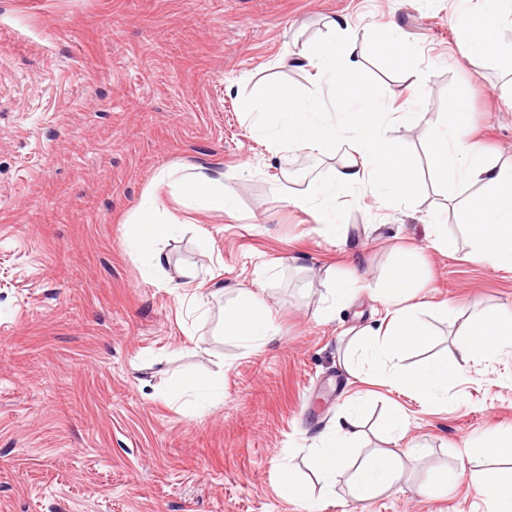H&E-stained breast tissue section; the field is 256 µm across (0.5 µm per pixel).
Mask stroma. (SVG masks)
Wrapping results in <instances>:
<instances>
[{"mask_svg": "<svg viewBox=\"0 0 512 512\" xmlns=\"http://www.w3.org/2000/svg\"><path fill=\"white\" fill-rule=\"evenodd\" d=\"M453 0H0V512H308L324 487L309 450L364 396L361 453L388 448L380 418L410 414L409 488L325 512H487L475 482L490 459L465 442L512 437V347L470 365L447 405L348 372L343 357L384 316L377 291L396 248L420 251L421 297L447 302L431 320L433 354L455 356L475 304L512 313V272L467 261L462 213L422 173L395 203L349 190L316 223L284 199L316 191L346 145L279 167L246 114L263 93L310 90L296 54L321 43L328 18L364 42L396 22L412 56L363 57L348 111L415 112L386 136L423 158L428 130L468 137L512 163V69L474 66L456 48ZM418 69L417 87L403 79ZM379 84L384 94H365ZM465 112L440 124L450 100ZM182 164L223 172L234 216L186 204L155 178ZM285 193H278V186ZM155 187L186 229L168 239L167 277L145 275L126 219ZM448 227L432 248L430 221ZM196 267L197 317L167 281ZM358 276L354 299L325 319L329 289ZM264 279L277 334L257 350L222 333L225 304ZM224 374L219 405L168 400L179 377ZM289 463L302 500L274 490ZM456 487L430 486L439 468ZM424 493H417V486Z\"/></svg>", "mask_w": 512, "mask_h": 512, "instance_id": "obj_1", "label": "stroma"}]
</instances>
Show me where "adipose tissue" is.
Returning <instances> with one entry per match:
<instances>
[{
  "label": "adipose tissue",
  "mask_w": 512,
  "mask_h": 512,
  "mask_svg": "<svg viewBox=\"0 0 512 512\" xmlns=\"http://www.w3.org/2000/svg\"><path fill=\"white\" fill-rule=\"evenodd\" d=\"M511 16L512 0H476L471 12L454 19L457 47L473 65L493 58L512 67V44H504L499 37L501 24ZM326 28L328 38L322 46L299 53L312 91L269 93L260 98L251 114L253 132L273 146L284 165L302 151L325 155L337 143L347 145L348 161L319 192L288 199L294 207L320 218L335 206L344 190L358 189L381 200L399 201L411 194L418 178L414 157L385 136L387 124L403 120V113L336 115L337 106L344 104L350 92L359 52L376 58L407 52L412 47L408 33L393 22L374 30L360 47L351 38L346 20L329 19ZM426 163L432 173L446 180L448 202L468 216V260L512 269V166L487 158L474 140L462 139L452 147L434 134L427 138ZM454 174L474 187V194L458 197L455 185L447 181ZM176 189L206 211L229 215L234 210L237 191L225 182L223 173L200 165L187 167ZM128 222L131 246L140 262L149 273L162 274L167 259L163 243L178 227L162 221L154 189L146 190ZM422 272L417 251H398L389 285L380 291L388 322L383 328L359 334L345 364L367 367L369 375L412 391L426 403L438 404L447 401L449 388L463 378L471 362L512 347V320L499 309L477 307L460 331L458 357H434L414 368L405 367L402 359L407 350L426 348L431 341L425 315L448 316L447 304L419 298ZM223 326L225 336L248 349L264 345L277 334L272 309L256 289L239 291L236 300L225 305ZM418 453L413 446L395 452L360 453L355 412L349 408L320 437L311 463L327 493L340 488L336 479L341 476L345 485L340 489L349 499L363 501L398 487L404 479V459Z\"/></svg>",
  "instance_id": "adipose-tissue-1"
}]
</instances>
